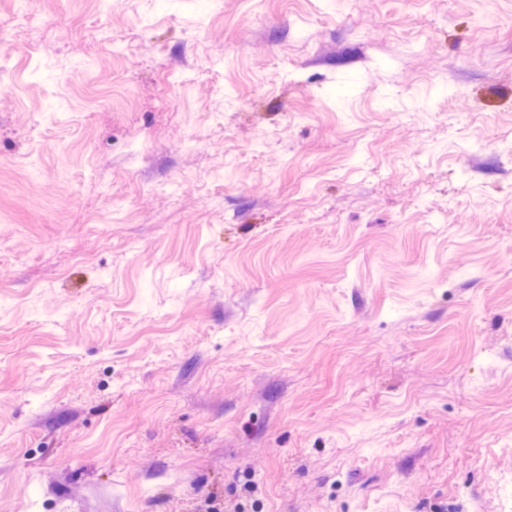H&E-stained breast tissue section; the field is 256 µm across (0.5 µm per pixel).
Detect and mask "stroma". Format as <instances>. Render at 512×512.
<instances>
[{
    "instance_id": "stroma-1",
    "label": "stroma",
    "mask_w": 512,
    "mask_h": 512,
    "mask_svg": "<svg viewBox=\"0 0 512 512\" xmlns=\"http://www.w3.org/2000/svg\"><path fill=\"white\" fill-rule=\"evenodd\" d=\"M14 8L0 512H512V0Z\"/></svg>"
}]
</instances>
